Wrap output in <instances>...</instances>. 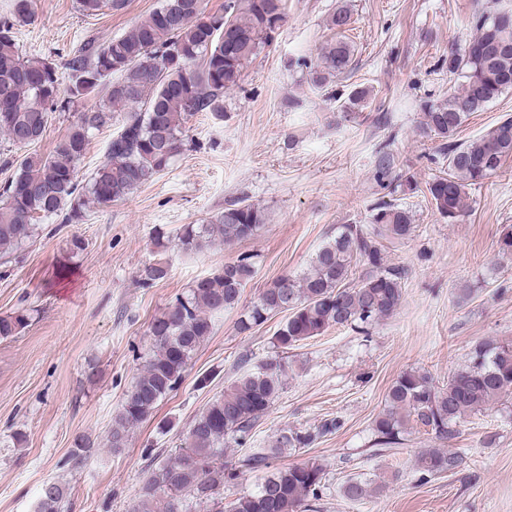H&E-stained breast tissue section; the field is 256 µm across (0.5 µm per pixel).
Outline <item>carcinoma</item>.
<instances>
[{"instance_id": "cac0c4a2", "label": "carcinoma", "mask_w": 512, "mask_h": 512, "mask_svg": "<svg viewBox=\"0 0 512 512\" xmlns=\"http://www.w3.org/2000/svg\"><path fill=\"white\" fill-rule=\"evenodd\" d=\"M86 16L118 11L125 0H78ZM33 0H12L10 16L0 20V138L19 149L41 142L50 114L76 112L77 120L48 155L27 152L4 163L13 174L0 185V254L5 256L34 241L46 221L77 224L92 206L106 207L153 179L183 149L186 125L197 114L224 112V91L237 86L243 70L285 20L283 0H224V9L207 13L203 0H163L124 35L105 42L88 40L60 60L22 54L15 28L34 22ZM351 10L340 6L330 26L342 36L319 49L309 70L316 87L341 75L354 63V46L344 33ZM475 34L448 54V71L461 79L443 100L424 105L425 129L441 139L439 151L448 172L425 183L423 193L450 224L462 216L470 186L495 173L512 156V117H506L470 143L456 135L470 116L512 89V9L472 17ZM102 94L95 104L83 101ZM370 91L355 86L341 105L347 117L365 108ZM125 112L108 144L106 160L79 177L93 135ZM264 222L261 208L244 199L231 202L208 224H185L178 245L192 250L218 240L226 245L253 236ZM413 230L409 212L382 200L372 224H342L310 261L307 271L283 275L265 288L238 318L246 333L271 316L285 321L274 346L286 353L332 327L369 336L372 325L401 304L403 266L390 265L379 240L403 239ZM366 272L354 277V268ZM169 265L155 259L139 269L144 287L164 280ZM256 273L253 257L244 255L198 280L178 296L148 329L151 348L126 391L108 434L111 448H122L131 430L149 418L173 392L198 348L212 333L211 315L234 308ZM31 315L25 308L0 317V338L18 335ZM283 365L274 360L244 374L224 396L212 401L189 426L178 452L167 459L153 448L140 491L137 512H316L325 485V469L315 461L271 467L285 448H308L339 430L330 418L313 430L287 429L274 448L247 455L236 466L224 460V444L241 445L268 412L281 389ZM512 395V340L485 338L470 351L466 367L439 387L419 369L404 371L389 388L384 410L374 420L376 448L391 451L401 444L406 424L440 441L458 437V424L468 413ZM94 442L77 439L71 459L80 464ZM465 464L460 451L429 449L414 463L418 480L455 474ZM268 471L257 488L224 502V486L238 480L241 469ZM349 501L370 496V482L358 477L341 486ZM66 489L52 483L41 489L38 512H70Z\"/></svg>"}]
</instances>
